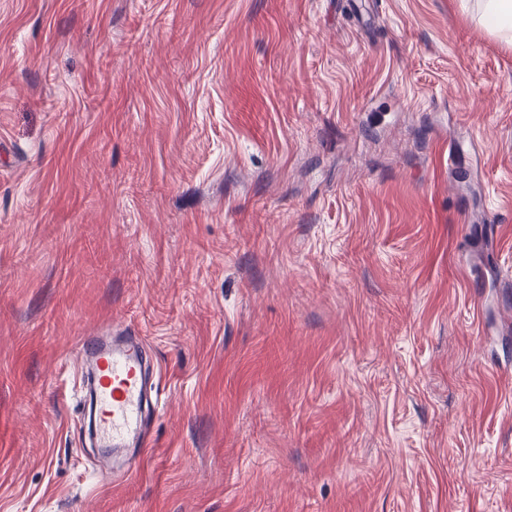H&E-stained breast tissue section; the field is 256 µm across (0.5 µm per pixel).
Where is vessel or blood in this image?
I'll return each instance as SVG.
<instances>
[{"mask_svg": "<svg viewBox=\"0 0 512 512\" xmlns=\"http://www.w3.org/2000/svg\"><path fill=\"white\" fill-rule=\"evenodd\" d=\"M77 355L87 371L89 424L99 457L111 470L126 473L132 454L144 452L145 413L150 403L147 346L137 331L120 336L79 337Z\"/></svg>", "mask_w": 512, "mask_h": 512, "instance_id": "vessel-or-blood-1", "label": "vessel or blood"}]
</instances>
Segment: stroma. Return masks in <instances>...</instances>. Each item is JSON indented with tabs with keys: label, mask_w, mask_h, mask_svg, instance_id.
<instances>
[{
	"label": "stroma",
	"mask_w": 512,
	"mask_h": 512,
	"mask_svg": "<svg viewBox=\"0 0 512 512\" xmlns=\"http://www.w3.org/2000/svg\"><path fill=\"white\" fill-rule=\"evenodd\" d=\"M127 328L163 403L106 483L75 346ZM0 512H512L476 0H0Z\"/></svg>",
	"instance_id": "obj_1"
}]
</instances>
